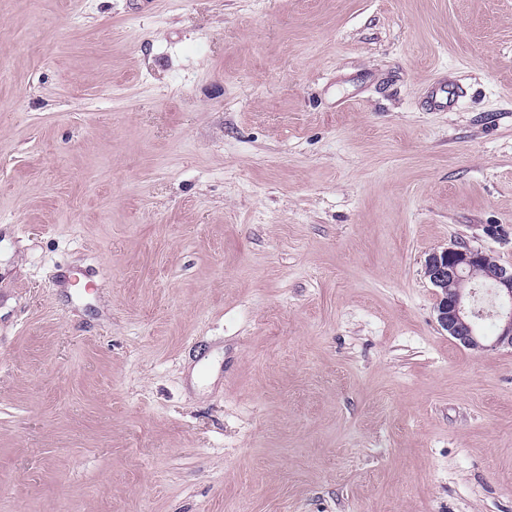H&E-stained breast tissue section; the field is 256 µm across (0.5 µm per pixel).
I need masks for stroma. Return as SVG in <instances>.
Here are the masks:
<instances>
[{"instance_id":"35a3bbf8","label":"stroma","mask_w":512,"mask_h":512,"mask_svg":"<svg viewBox=\"0 0 512 512\" xmlns=\"http://www.w3.org/2000/svg\"><path fill=\"white\" fill-rule=\"evenodd\" d=\"M512 0H0V512H512ZM491 257L465 242H456L431 252L424 264L425 277L439 290L436 313L440 328L458 345L475 352L501 346L512 349V265L491 261ZM475 270H482L478 278L490 288V312L498 325L489 344L479 325L484 312L475 305L479 284L472 277Z\"/></svg>"}]
</instances>
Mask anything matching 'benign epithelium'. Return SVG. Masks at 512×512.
Instances as JSON below:
<instances>
[{"instance_id": "1", "label": "benign epithelium", "mask_w": 512, "mask_h": 512, "mask_svg": "<svg viewBox=\"0 0 512 512\" xmlns=\"http://www.w3.org/2000/svg\"><path fill=\"white\" fill-rule=\"evenodd\" d=\"M476 270L482 271L481 283L489 288L491 315L498 325L490 343L480 331L483 311L475 305L479 283L473 278ZM424 274L438 289V324L458 345L475 352L501 346L512 348L511 264L493 261L487 252L456 242L431 252L425 260Z\"/></svg>"}]
</instances>
